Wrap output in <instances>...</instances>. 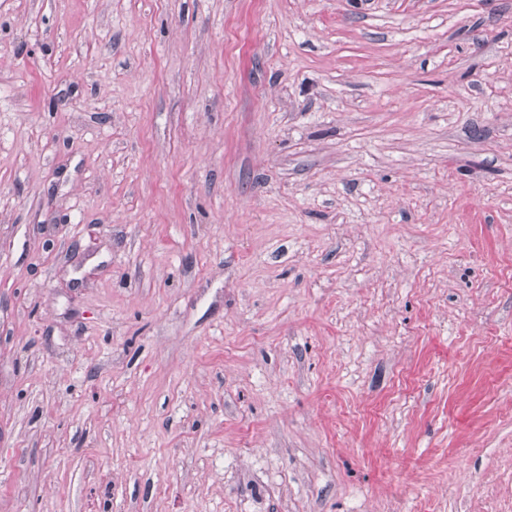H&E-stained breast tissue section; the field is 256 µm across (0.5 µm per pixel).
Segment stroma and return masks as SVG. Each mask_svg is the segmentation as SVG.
<instances>
[{
  "label": "stroma",
  "mask_w": 512,
  "mask_h": 512,
  "mask_svg": "<svg viewBox=\"0 0 512 512\" xmlns=\"http://www.w3.org/2000/svg\"><path fill=\"white\" fill-rule=\"evenodd\" d=\"M0 512H512V0H0Z\"/></svg>",
  "instance_id": "stroma-1"
}]
</instances>
